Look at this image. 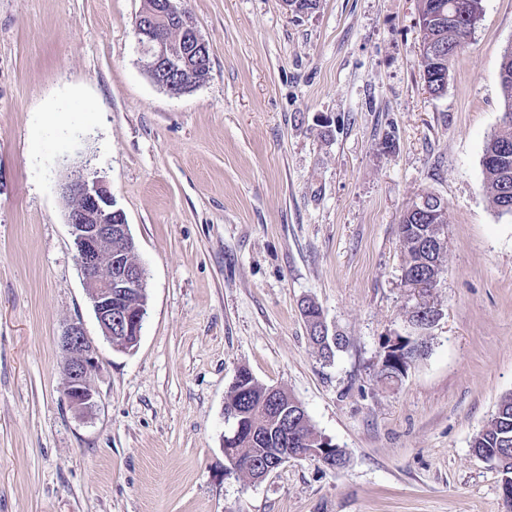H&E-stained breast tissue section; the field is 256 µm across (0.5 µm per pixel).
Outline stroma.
Returning a JSON list of instances; mask_svg holds the SVG:
<instances>
[{
    "label": "stroma",
    "instance_id": "obj_1",
    "mask_svg": "<svg viewBox=\"0 0 512 512\" xmlns=\"http://www.w3.org/2000/svg\"><path fill=\"white\" fill-rule=\"evenodd\" d=\"M144 0H0V512H506L471 442L512 392V218L484 193L512 0H483L444 95L420 66L417 0H182L210 47L199 87L149 76ZM97 171L148 272L137 346L103 337L60 185ZM448 205L446 270L403 279L398 225ZM345 338L319 356L300 304ZM440 315L401 382L385 337ZM98 355L89 413L58 339ZM290 392L344 450L252 483L222 449L240 368Z\"/></svg>",
    "mask_w": 512,
    "mask_h": 512
}]
</instances>
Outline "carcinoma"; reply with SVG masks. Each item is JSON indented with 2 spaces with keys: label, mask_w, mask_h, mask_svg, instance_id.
<instances>
[{
  "label": "carcinoma",
  "mask_w": 512,
  "mask_h": 512,
  "mask_svg": "<svg viewBox=\"0 0 512 512\" xmlns=\"http://www.w3.org/2000/svg\"><path fill=\"white\" fill-rule=\"evenodd\" d=\"M434 0H420L418 4L419 25L422 40L432 39L448 49V60H453L454 48L464 49L470 37L469 27L479 20L471 8L473 0H443L452 8L463 9L468 18L459 23L439 24L433 14ZM499 80L505 107V115L511 120L501 123L498 131L487 141L484 154H492L505 145H512V52L503 54ZM502 169L497 166L484 167V190L490 206L501 216L512 217V206L504 208L502 196ZM428 225L420 224L415 216H402L399 223V241L405 256V268L413 279L430 278L433 271H445L446 256L427 252ZM302 315L309 339L326 361L334 358L335 351L342 348L343 339L336 344H323L316 329L321 325L319 307L308 302L302 306ZM295 397L280 390L278 400L267 397V386L252 381V373L239 369L234 382L226 394L224 410H235L243 415L244 430L229 447L237 449L245 459L253 462V476L260 477L277 449L288 448L290 443H299L314 437L317 444L325 441L315 429L306 411L293 407ZM471 447L494 463L502 476L512 480V392L503 395L494 413L482 430L474 437Z\"/></svg>",
  "instance_id": "1"
}]
</instances>
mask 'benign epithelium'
Masks as SVG:
<instances>
[{
    "mask_svg": "<svg viewBox=\"0 0 512 512\" xmlns=\"http://www.w3.org/2000/svg\"><path fill=\"white\" fill-rule=\"evenodd\" d=\"M137 43L146 57L151 79L172 96H181L200 85L210 67V49L190 13L179 0H157L135 18ZM71 202L67 214L75 246L76 262L103 336L118 351H130L141 335L146 306L134 308L129 298L145 287L144 267L132 264L125 254L113 252L112 241L132 244L124 212L115 207L108 186L96 176L78 173L62 185ZM430 223V240L440 246L447 204L431 210L426 199H416L407 208ZM65 359L66 383L63 397L69 406L90 410L96 405V392L90 383L98 368L96 351L83 325L70 324L59 339ZM230 468L247 472L252 467L234 448L224 449ZM280 461L293 457L324 460L318 448H282Z\"/></svg>",
    "mask_w": 512,
    "mask_h": 512,
    "instance_id": "7a95c632",
    "label": "benign epithelium"
}]
</instances>
